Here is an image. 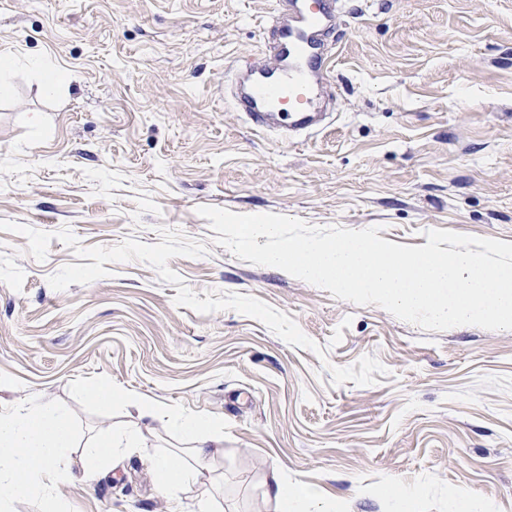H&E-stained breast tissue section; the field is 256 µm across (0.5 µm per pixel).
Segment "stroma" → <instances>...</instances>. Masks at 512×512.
<instances>
[{"mask_svg":"<svg viewBox=\"0 0 512 512\" xmlns=\"http://www.w3.org/2000/svg\"><path fill=\"white\" fill-rule=\"evenodd\" d=\"M274 0H0V413L62 407L74 442L131 423L118 393L224 433L221 512H280L273 475L318 512H512V331H427L218 246L202 205L314 226L447 229L512 242V0H338L329 116L254 129L229 66H267ZM59 73L42 89L32 61ZM192 442L158 420L64 487L74 512H194L148 472ZM265 492L270 499L283 507V512H312L318 499V493L314 488L300 485L298 482L288 484L277 474L267 483Z\"/></svg>","mask_w":512,"mask_h":512,"instance_id":"35a3bbf8","label":"stroma"}]
</instances>
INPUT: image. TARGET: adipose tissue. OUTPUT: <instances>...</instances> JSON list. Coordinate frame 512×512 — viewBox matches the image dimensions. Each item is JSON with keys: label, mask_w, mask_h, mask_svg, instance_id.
Returning a JSON list of instances; mask_svg holds the SVG:
<instances>
[{"label": "adipose tissue", "mask_w": 512, "mask_h": 512, "mask_svg": "<svg viewBox=\"0 0 512 512\" xmlns=\"http://www.w3.org/2000/svg\"><path fill=\"white\" fill-rule=\"evenodd\" d=\"M89 396L100 401L123 400L138 418L166 416L193 443L194 462L181 464L159 453L150 461V470L159 489L171 492L198 480L211 449L221 447L224 435L212 430L207 419L186 416L176 410L161 411L133 396L118 397L106 386L88 388ZM139 427H126L121 433L100 438L83 448L79 460H72L73 437L66 415L48 403L34 402L0 414V512H8L19 499L39 498L41 512H66L61 500L62 486L93 476L100 462L120 458L123 449L136 444ZM266 494L284 512H313L317 491L309 486L285 482L273 476Z\"/></svg>", "instance_id": "adipose-tissue-1"}]
</instances>
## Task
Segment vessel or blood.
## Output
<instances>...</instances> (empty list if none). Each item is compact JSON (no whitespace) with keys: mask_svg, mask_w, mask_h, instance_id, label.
<instances>
[{"mask_svg":"<svg viewBox=\"0 0 512 512\" xmlns=\"http://www.w3.org/2000/svg\"><path fill=\"white\" fill-rule=\"evenodd\" d=\"M293 8L292 22L280 14L272 20L276 66L248 60L230 67L233 83L243 88L235 98L239 110L264 132L277 121L297 129L316 124L321 99L317 71L324 63L318 33L333 10L331 0H293Z\"/></svg>","mask_w":512,"mask_h":512,"instance_id":"obj_1","label":"vessel or blood"}]
</instances>
